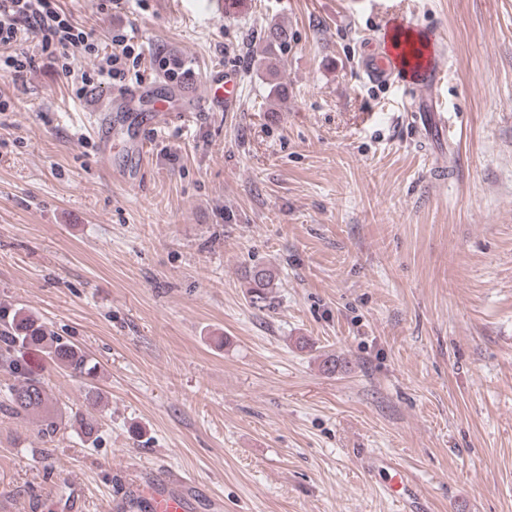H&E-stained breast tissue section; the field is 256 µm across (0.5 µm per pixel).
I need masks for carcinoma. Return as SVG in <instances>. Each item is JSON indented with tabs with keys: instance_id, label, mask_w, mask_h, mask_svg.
I'll return each instance as SVG.
<instances>
[{
	"instance_id": "carcinoma-1",
	"label": "carcinoma",
	"mask_w": 512,
	"mask_h": 512,
	"mask_svg": "<svg viewBox=\"0 0 512 512\" xmlns=\"http://www.w3.org/2000/svg\"><path fill=\"white\" fill-rule=\"evenodd\" d=\"M291 39L288 27L273 23L268 25L260 41L264 46L257 54L253 65L273 75L276 70V50H285ZM249 284L264 290L274 285V275L268 268H256L249 273ZM11 349L44 350L60 367L75 378L84 381V400L95 408L103 400V393L95 385L97 367L89 356L77 345L62 341L48 333L46 326L33 315L22 316L8 306H0V346ZM14 378L0 400V414L6 417L26 419L32 415L41 417L39 434L50 441L58 431L59 424L52 414V397L44 381L33 371L24 355L19 354L9 365Z\"/></svg>"
}]
</instances>
